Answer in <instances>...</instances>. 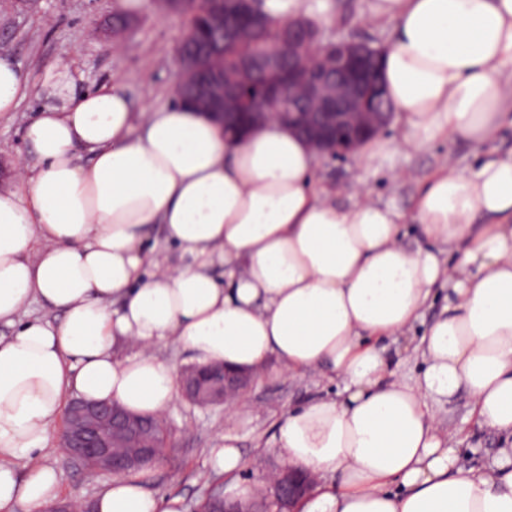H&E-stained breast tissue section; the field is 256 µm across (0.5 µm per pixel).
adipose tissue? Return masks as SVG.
<instances>
[{
    "label": "adipose tissue",
    "mask_w": 512,
    "mask_h": 512,
    "mask_svg": "<svg viewBox=\"0 0 512 512\" xmlns=\"http://www.w3.org/2000/svg\"><path fill=\"white\" fill-rule=\"evenodd\" d=\"M275 22L330 21V0H262ZM393 23L382 78L404 131L375 135L358 160L386 167L438 139L481 143L512 115V0H371ZM67 58L46 68L48 102L24 131L34 164L0 190V512H47L61 469L47 462L61 408L112 401L158 416L179 375L154 347L194 365L259 378L341 380L339 399L292 408L266 439L316 480L299 512H512V157L426 182L411 212L316 191L317 153L276 121L228 142L195 106L135 115L120 84L78 91ZM444 245L447 263L403 241L404 220ZM150 224L189 261L145 270ZM223 263V278L210 269ZM447 294L422 335L413 378L382 339L411 328L433 290ZM47 316L28 314L32 304ZM480 427L504 441L493 463L462 465L439 409L459 392ZM230 411L209 451L231 497L246 461ZM31 465L18 476L12 458ZM151 466L115 476L94 512H182L148 490Z\"/></svg>",
    "instance_id": "obj_1"
}]
</instances>
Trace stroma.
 Here are the masks:
<instances>
[{
  "instance_id": "stroma-1",
  "label": "stroma",
  "mask_w": 512,
  "mask_h": 512,
  "mask_svg": "<svg viewBox=\"0 0 512 512\" xmlns=\"http://www.w3.org/2000/svg\"><path fill=\"white\" fill-rule=\"evenodd\" d=\"M337 18L322 30L324 37L341 35L385 46L391 29L368 20L369 0H334ZM186 34L183 18L159 11L154 0H142L139 10L129 13L121 0H0V50H7L31 84H39L46 67L63 55H70L83 74L84 88L106 82H122L134 106L139 109L170 104L169 88L174 82V53ZM43 99L32 95L15 111L0 114V188L9 187L18 156L30 155L24 128ZM512 155V120L483 144L462 139L439 140L419 153L397 154L392 165L404 173L401 181L388 173L364 166L355 157L333 159L319 156L315 170L318 187L336 191L338 203L349 204L344 187L363 184L376 202L411 211L424 183L447 159L463 170L473 169L485 159ZM445 299L434 297L423 318L405 334L386 339L389 352L396 355L395 369L406 373L414 366V348L427 326L439 316ZM336 387L312 376L255 380L243 399L256 410L254 420L242 426L238 435L248 466L240 480L255 481L264 473L281 469L283 460L274 451H260L254 443L259 431H272L289 409L308 400L335 395ZM226 409L199 407L177 397L165 412L170 425V449L158 462L149 484L161 496H177L183 512H195L207 489L226 483V476L213 473L208 450L224 432ZM443 417L459 432V446L470 459L491 461L500 438L479 427L471 412L467 393H460Z\"/></svg>"
}]
</instances>
